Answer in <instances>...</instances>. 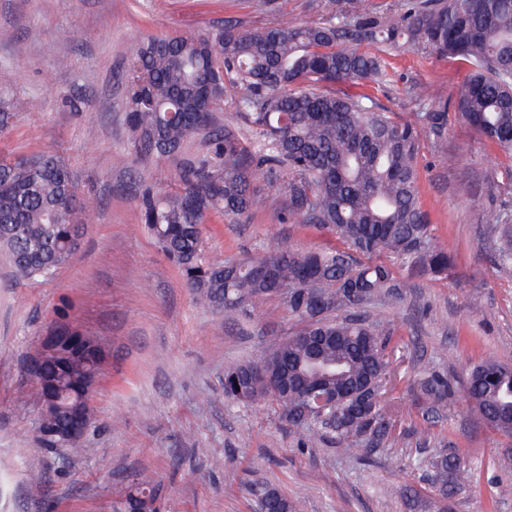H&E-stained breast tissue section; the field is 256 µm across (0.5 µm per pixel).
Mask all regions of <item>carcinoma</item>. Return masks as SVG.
<instances>
[{
	"label": "carcinoma",
	"instance_id": "cac0c4a2",
	"mask_svg": "<svg viewBox=\"0 0 512 512\" xmlns=\"http://www.w3.org/2000/svg\"><path fill=\"white\" fill-rule=\"evenodd\" d=\"M269 18L245 30L231 19L207 34L155 37L139 43L125 67L126 122L131 150L176 162L177 184L146 191L141 221L178 266L197 304L228 319L245 316L260 298L278 300L299 328L254 362L224 365V398L270 401L306 445L314 438L367 456L392 436L396 404L380 401L394 330L361 310L402 288L382 255L400 259L410 275L447 273L453 255L434 238L418 201L416 157L422 134L437 144L448 134L441 97L420 86L432 108L413 123L394 121L367 89L388 80L382 58L367 49L414 48L469 64L455 95L462 123L512 154V0H403L392 15L371 0H341L324 13L309 0L308 18L276 20V0H254ZM236 92L238 115L251 137L224 125L222 103ZM40 110L30 99H0V128L11 112ZM276 190L282 220L332 232L344 248L304 251L277 246L223 265L206 260L203 225L211 215L230 223L263 202L256 180ZM77 188L61 158L38 152L0 158V252L13 277L48 280L70 262L86 211L67 200ZM498 260L512 264V214L496 217ZM102 355L89 340L60 338L35 383L40 400H61L43 417L46 447L60 445L73 415L90 413L80 393ZM263 368L279 380L257 388ZM343 390L336 407L323 394ZM457 397L436 370L415 380L411 406L429 421ZM465 402L488 427L512 436V367L487 357L469 372ZM440 487L461 488L475 473L459 457L418 458ZM255 508L297 512L277 487L252 489ZM159 499L142 473L126 491L123 512H146Z\"/></svg>",
	"mask_w": 512,
	"mask_h": 512
}]
</instances>
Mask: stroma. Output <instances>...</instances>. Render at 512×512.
<instances>
[{
  "label": "stroma",
  "mask_w": 512,
  "mask_h": 512,
  "mask_svg": "<svg viewBox=\"0 0 512 512\" xmlns=\"http://www.w3.org/2000/svg\"><path fill=\"white\" fill-rule=\"evenodd\" d=\"M228 18L260 24L250 0H0V95L41 104L15 115L0 152L58 153L89 214L72 261L53 278L13 280L0 259V512H120L142 472L163 488V512H253L250 489L262 483L295 500L298 512H512V492H500L512 488V468L497 465L512 456V437L459 401L429 425L410 406L409 385L421 372L443 371L460 387L485 356L512 365V266L495 259L492 223L512 211V156L458 121L463 61L386 52L389 79L373 93L401 123L421 109L419 86H434L448 104L447 139L422 136L417 174L420 202L453 265L365 309L395 329L393 441L367 458L316 439L302 448L272 407L225 401V364L256 360L297 323L272 299L233 323L196 304L140 220L139 192L170 187L177 171L131 154L123 72L143 38L205 33ZM204 239L215 262L337 243L324 230L282 223L273 196L240 223L211 220ZM62 324L109 354L77 455L45 448L27 372L44 336ZM443 450L477 475L445 499L409 466ZM33 473L43 480L38 495L27 487Z\"/></svg>",
  "instance_id": "1"
}]
</instances>
